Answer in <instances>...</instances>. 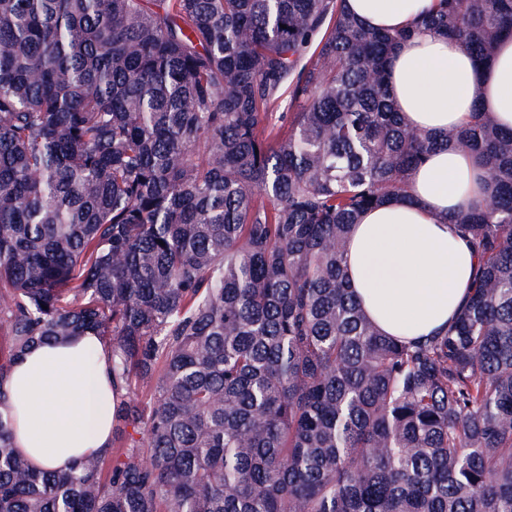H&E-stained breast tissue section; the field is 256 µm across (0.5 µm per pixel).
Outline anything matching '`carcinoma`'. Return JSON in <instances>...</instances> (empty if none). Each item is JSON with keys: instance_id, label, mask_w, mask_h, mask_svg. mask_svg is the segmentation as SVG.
<instances>
[{"instance_id": "cac0c4a2", "label": "carcinoma", "mask_w": 512, "mask_h": 512, "mask_svg": "<svg viewBox=\"0 0 512 512\" xmlns=\"http://www.w3.org/2000/svg\"><path fill=\"white\" fill-rule=\"evenodd\" d=\"M417 27L487 64L512 0ZM414 33L343 0H0V512H512V131L409 129L387 79ZM448 142L492 187L451 220L479 265L401 341L346 241ZM86 330L111 445L36 469L1 387Z\"/></svg>"}]
</instances>
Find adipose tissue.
Instances as JSON below:
<instances>
[{"mask_svg":"<svg viewBox=\"0 0 512 512\" xmlns=\"http://www.w3.org/2000/svg\"><path fill=\"white\" fill-rule=\"evenodd\" d=\"M433 0H344L367 26L399 30ZM390 94L405 123L424 133L461 128L473 106L512 129V39L476 65L452 39L423 31L402 43L390 65ZM411 198L366 211L346 247L349 278L368 316L406 339L446 327L478 266L450 219L484 201L489 186L476 158L455 145L436 149L411 176ZM15 447L35 466L67 468L112 438V355L87 331L35 344L14 362L6 383Z\"/></svg>","mask_w":512,"mask_h":512,"instance_id":"ef3b65f1","label":"adipose tissue"}]
</instances>
